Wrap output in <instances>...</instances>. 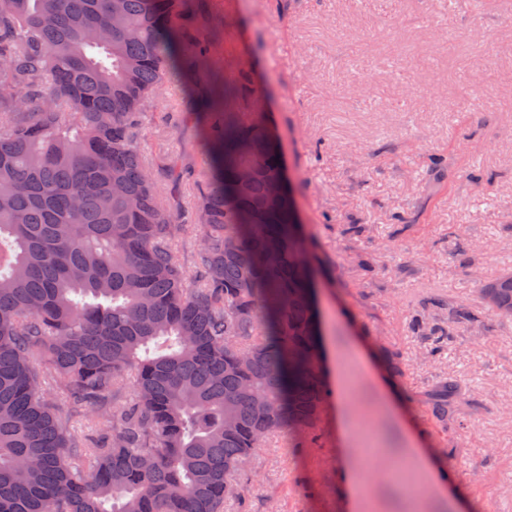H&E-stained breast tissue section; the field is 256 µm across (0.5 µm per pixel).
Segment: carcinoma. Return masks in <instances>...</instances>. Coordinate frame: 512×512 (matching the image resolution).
<instances>
[{
    "mask_svg": "<svg viewBox=\"0 0 512 512\" xmlns=\"http://www.w3.org/2000/svg\"><path fill=\"white\" fill-rule=\"evenodd\" d=\"M208 22L209 0H0V512H224L271 435L317 440L303 234L271 190L267 113L240 109L260 90L212 67ZM172 78L206 148L193 278L141 160L143 105ZM481 293L512 320L511 270ZM458 394L440 382L435 421ZM66 412L108 431L78 439Z\"/></svg>",
    "mask_w": 512,
    "mask_h": 512,
    "instance_id": "carcinoma-1",
    "label": "carcinoma"
}]
</instances>
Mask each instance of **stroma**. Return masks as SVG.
I'll return each mask as SVG.
<instances>
[{"label":"stroma","instance_id":"obj_1","mask_svg":"<svg viewBox=\"0 0 512 512\" xmlns=\"http://www.w3.org/2000/svg\"><path fill=\"white\" fill-rule=\"evenodd\" d=\"M210 13L220 71L249 65L263 91L310 243L323 366L347 387L346 433L331 400L319 447L271 437L241 471L244 505L224 512H344L346 455L367 487L364 512H448L405 453L408 421L453 467L463 512H512L499 495L512 488V321L487 315L479 292L512 269V0H212ZM144 109L145 165L178 160L179 184L156 185L190 217L201 130L174 85ZM458 303L480 324L450 323ZM424 310L453 336L435 359L410 328ZM390 353L403 359L401 422L374 384ZM451 375L466 394L441 426L429 400Z\"/></svg>","mask_w":512,"mask_h":512}]
</instances>
